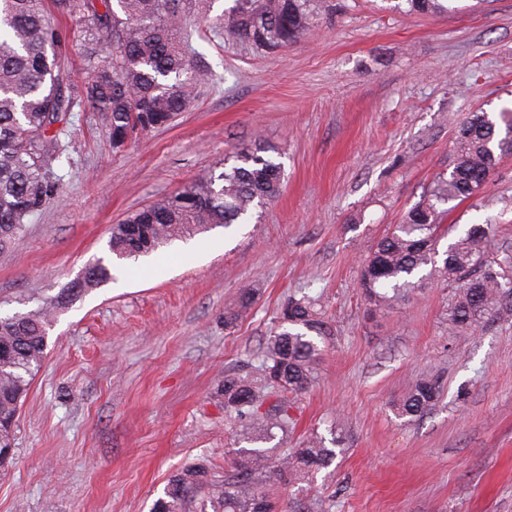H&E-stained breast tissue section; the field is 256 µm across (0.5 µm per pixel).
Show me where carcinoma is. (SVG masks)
<instances>
[{"mask_svg": "<svg viewBox=\"0 0 512 512\" xmlns=\"http://www.w3.org/2000/svg\"><path fill=\"white\" fill-rule=\"evenodd\" d=\"M220 0H0V246L15 243L25 224L60 197L56 168L71 164L73 108L85 102L108 120L112 148L119 150L140 135L166 127L194 102L204 77L194 68L182 37V13L217 31L227 43L257 50H278L300 41L318 22L319 0H232L213 14ZM407 12L448 11V0H405ZM76 18L111 50L104 58H84L87 80L77 84L67 68L70 35L48 19V11ZM493 121L472 112L455 137V162L424 199L412 207L373 245L360 268L359 288L376 315L405 297L423 270L461 282L448 321L458 333L496 319L512 320V270L494 269L486 259L487 224H470L439 249L448 235L444 205L468 199L481 189L499 158L512 155V111ZM261 140L236 149L218 164L219 171L181 187L112 226L109 252L118 260L149 256L174 240L213 227L245 224L253 211L281 192L284 170ZM112 279L99 260L67 296L35 312L0 315V453L13 440L21 401L48 345L55 309L88 287ZM256 302V291L242 289L237 308L224 312L233 328ZM331 326L318 299L290 296L281 304L267 338L261 371L265 388L280 394L262 413L266 395L249 379L227 374L220 383L224 413L247 422L234 450L231 469L218 476L204 461L172 474L151 512H190L201 496L215 512H268L278 507L271 478L295 480L324 469L337 457L336 437L315 435L304 447L279 453L266 447L276 433L288 436L294 421L288 395L314 383L320 344ZM440 396L435 377L422 378L398 404L399 415L421 418Z\"/></svg>", "mask_w": 512, "mask_h": 512, "instance_id": "obj_1", "label": "carcinoma"}]
</instances>
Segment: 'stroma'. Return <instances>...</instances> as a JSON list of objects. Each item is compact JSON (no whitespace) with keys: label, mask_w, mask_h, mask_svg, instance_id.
Segmentation results:
<instances>
[{"label":"stroma","mask_w":512,"mask_h":512,"mask_svg":"<svg viewBox=\"0 0 512 512\" xmlns=\"http://www.w3.org/2000/svg\"><path fill=\"white\" fill-rule=\"evenodd\" d=\"M405 8L324 0L318 24L274 53L187 21L206 80L174 125L120 150L101 113L75 106L60 199L0 249L1 314L65 295L109 259L113 224L254 138L275 148L284 187L259 218L125 261L56 309L0 468V512H150L181 468L223 472L244 423L226 418L218 385L228 371L259 378L277 309L303 292L332 334L286 446L314 433L340 446L305 481L274 480L282 512H512V320L457 335L458 285L435 277L374 317L358 288L374 243L449 174L458 126L512 107V0ZM451 207L458 228L492 225L489 261H512V157ZM246 284L257 302L225 328ZM433 374V409L399 417L403 394Z\"/></svg>","instance_id":"stroma-1"}]
</instances>
